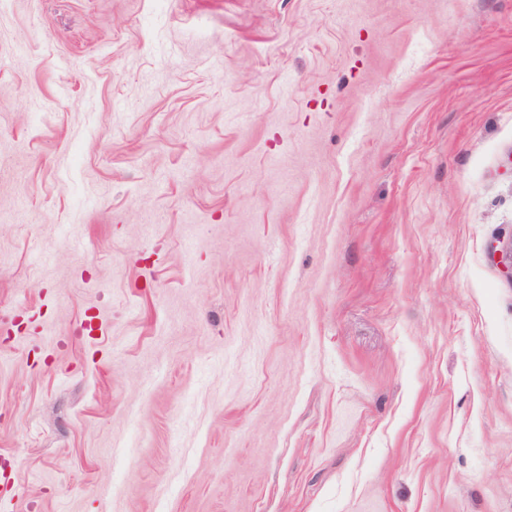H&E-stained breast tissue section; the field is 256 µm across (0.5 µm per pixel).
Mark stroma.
<instances>
[{"label":"stroma","instance_id":"35a3bbf8","mask_svg":"<svg viewBox=\"0 0 512 512\" xmlns=\"http://www.w3.org/2000/svg\"><path fill=\"white\" fill-rule=\"evenodd\" d=\"M512 0H0V512H512Z\"/></svg>","mask_w":512,"mask_h":512}]
</instances>
